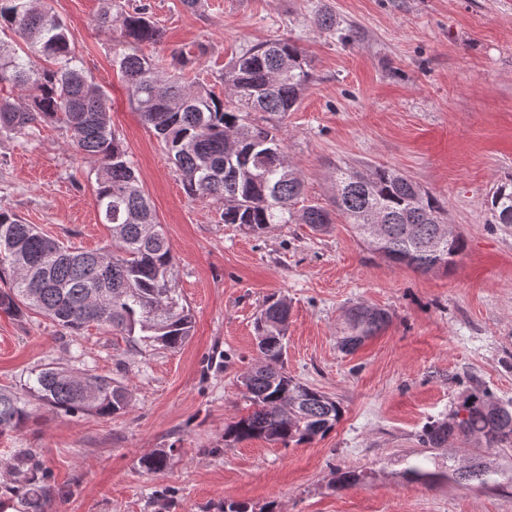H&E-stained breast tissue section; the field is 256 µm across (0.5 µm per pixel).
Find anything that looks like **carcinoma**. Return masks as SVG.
Returning <instances> with one entry per match:
<instances>
[{"instance_id": "carcinoma-1", "label": "carcinoma", "mask_w": 512, "mask_h": 512, "mask_svg": "<svg viewBox=\"0 0 512 512\" xmlns=\"http://www.w3.org/2000/svg\"><path fill=\"white\" fill-rule=\"evenodd\" d=\"M37 0H0V29L26 42L31 58L22 60L0 46V85L24 93L21 108L0 100V134L29 137L45 122L69 135L77 152L96 159V204L110 232L99 250L66 246L42 235L34 225L0 208V312L18 316L36 309L63 329L77 334L96 324L138 336V341L171 350L192 336V317L179 302L171 270L174 256L155 212L139 186L128 153L112 130L108 96L88 79L63 21ZM96 19L101 29L119 25L125 48L115 63L127 82L129 98L145 124L164 143L185 192L195 199L223 203L221 220L260 234L270 224L302 223L325 230L342 217L367 249L383 260L421 273L448 271L465 248L456 235L440 248L430 242L446 222L445 206L398 170L384 166L333 167L336 194L331 208L308 205L293 211L304 182L287 164L278 124L250 120L262 112L280 118L294 110L311 74L300 48L289 38L256 45L231 59L220 75L224 95L205 85L186 87L184 70L193 63L189 51L170 57L146 56L140 46L154 43L160 31L146 8L125 10L106 0ZM50 62L40 67L34 59ZM381 213L384 235L366 237L362 218ZM493 224H512V180L498 184L488 200ZM362 306L348 310L349 333L341 350L355 351L391 322L388 311L374 308L369 319ZM290 309L269 298L255 320L262 364L241 384L253 410L229 424L224 437L234 441L264 439L288 446L312 441L333 430L342 418L338 401L288 376L283 340ZM29 389L65 415L109 417L130 407L126 386L106 377H73L47 367L35 374ZM28 419L15 392L0 387V434ZM424 448L448 449V474L454 480L485 485L496 474L492 456L512 450V403L487 390L463 394L448 417L426 424L418 438ZM470 447L471 468L456 462L453 447ZM169 456L160 451L140 460L151 473L166 470ZM28 512H48L53 490L28 482L10 488Z\"/></svg>"}]
</instances>
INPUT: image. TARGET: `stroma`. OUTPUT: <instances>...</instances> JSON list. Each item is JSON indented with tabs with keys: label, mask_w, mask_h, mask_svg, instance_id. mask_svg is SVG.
Returning <instances> with one entry per match:
<instances>
[{
	"label": "stroma",
	"mask_w": 512,
	"mask_h": 512,
	"mask_svg": "<svg viewBox=\"0 0 512 512\" xmlns=\"http://www.w3.org/2000/svg\"><path fill=\"white\" fill-rule=\"evenodd\" d=\"M146 4L162 38L146 55L203 46L187 81L217 85L228 60L271 39H292L312 79L281 122L301 205L329 206L328 163L399 170L443 200L466 247L448 272L423 274L372 256L344 222L326 231L272 224L252 234L220 208L188 197L167 151L130 101L114 62L119 29L97 28L104 0H49L76 51L107 92L123 142L175 256L173 275L193 315L173 351L90 325L71 335L34 310L0 313V387L29 418L0 434V512H25L12 464L39 463L54 488L49 512H512V451L494 485L447 478L434 451L426 481L407 479L418 435L466 390L512 401V224L490 221L493 187L512 178V0H124ZM331 18L329 28L316 26ZM97 164L75 156L64 129L0 135V207L50 238L86 250L108 232L95 202ZM290 308L289 375L339 401L325 437L285 446L228 442L248 415L241 375L257 361L254 320L266 298ZM387 310L391 323L353 353L339 339L350 306ZM59 367L124 383L131 405L110 417L64 415L31 396L33 373ZM170 453L165 472L139 461ZM355 472V484L337 478Z\"/></svg>",
	"instance_id": "35a3bbf8"
}]
</instances>
